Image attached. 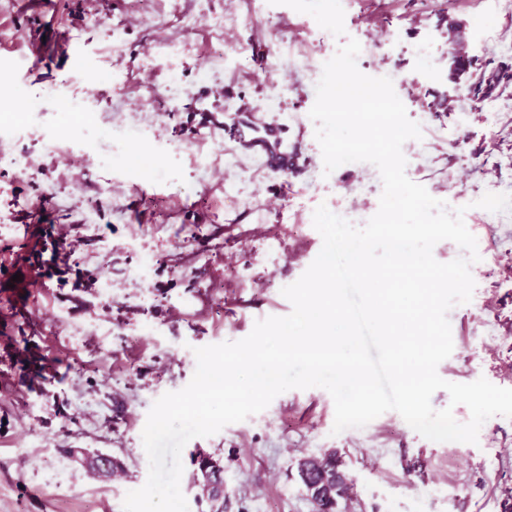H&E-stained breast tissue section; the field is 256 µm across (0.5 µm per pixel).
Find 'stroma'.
Segmentation results:
<instances>
[{
	"instance_id": "stroma-1",
	"label": "stroma",
	"mask_w": 512,
	"mask_h": 512,
	"mask_svg": "<svg viewBox=\"0 0 512 512\" xmlns=\"http://www.w3.org/2000/svg\"><path fill=\"white\" fill-rule=\"evenodd\" d=\"M0 8V512H123L149 462L142 440L153 403L183 389L195 348L247 337L292 311L283 287L320 252L319 205L364 226L382 181L370 163L324 172L310 117L319 74L294 55L331 59L348 39L359 70L400 77L394 90L421 139L404 143L405 173L448 210L463 209L479 259L469 302L453 306V352L441 378H486L512 389V217L476 202L512 194V84L487 90L450 55L512 66V8L502 0H7ZM207 8L223 29L184 19ZM157 24L139 23L141 13ZM124 23L120 47L110 24ZM44 39L40 60L30 41ZM224 69L199 74L216 46ZM63 101L39 111L44 93ZM275 108H267L269 96ZM452 99L454 107L437 105ZM88 102L76 116L69 101ZM137 124L136 144L101 129ZM276 125L295 161L272 173L229 126ZM66 153H50L46 130ZM223 152L212 172L203 154ZM111 285L112 298L102 289ZM323 388L291 389L248 419L182 451L189 512H211L193 488V456L224 466V512H315L300 459L336 452L352 480L337 512H512V418L494 416L477 443L434 442L386 412L334 432ZM112 455L123 471L100 481L63 449Z\"/></svg>"
}]
</instances>
